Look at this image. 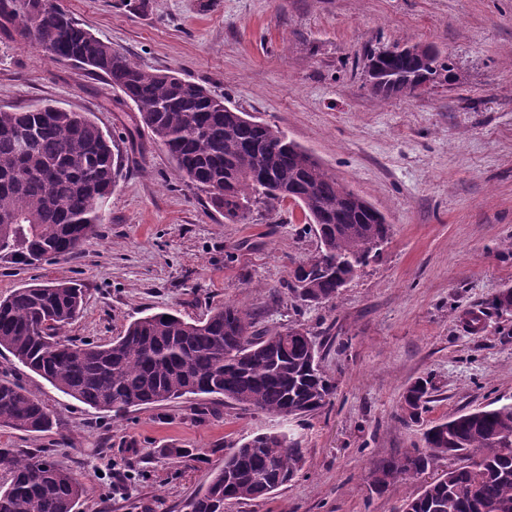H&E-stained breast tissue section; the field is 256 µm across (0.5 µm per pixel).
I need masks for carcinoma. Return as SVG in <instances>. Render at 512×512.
Returning <instances> with one entry per match:
<instances>
[{"mask_svg":"<svg viewBox=\"0 0 512 512\" xmlns=\"http://www.w3.org/2000/svg\"><path fill=\"white\" fill-rule=\"evenodd\" d=\"M46 6L51 46H36L56 62L104 76L138 112L168 152L179 175L232 224H244L259 203L290 199L306 211L319 240L317 253L290 273L288 294L316 307L338 294L376 256L390 225L367 200L330 174L283 130L246 118L202 85L169 71H147L112 44L94 36L56 0L0 3V30L27 34L32 8ZM394 52L370 50L371 91L409 96L429 78L454 81L452 63L432 45L393 42ZM29 133L25 148L16 132ZM122 159L111 135L93 119L53 104L0 109V259L29 265L70 257L97 225L121 176ZM82 289L70 282L32 284L0 299V354L71 398L120 416L130 408L191 396L283 418L319 413L334 385L321 365L315 335L258 331L253 315L234 304L188 322L158 312L131 322L108 344L75 343L61 329L82 308ZM424 378L402 396V411L417 420L432 402ZM0 425L28 433L53 426L36 394L0 381ZM413 448L380 466L388 477L371 490L408 482L446 456L464 462L422 485L402 512H512V402L491 403L451 415ZM305 464L299 441L284 432L256 434L224 455L190 512H226L261 502L291 482ZM10 479L0 488V512H76L84 484L39 452L0 448Z\"/></svg>","mask_w":512,"mask_h":512,"instance_id":"carcinoma-1","label":"carcinoma"}]
</instances>
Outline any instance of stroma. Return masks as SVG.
Returning <instances> with one entry per match:
<instances>
[{
    "mask_svg": "<svg viewBox=\"0 0 512 512\" xmlns=\"http://www.w3.org/2000/svg\"><path fill=\"white\" fill-rule=\"evenodd\" d=\"M94 35L143 68L171 70L229 107L285 130L387 219L376 257L315 308L284 283L319 243L291 203L261 205L231 224L179 177L166 150L134 130L131 104L106 78L43 56L20 34L0 37V109L44 102L83 112L108 131L122 174L97 236L67 259L0 260V297L33 283L84 290L62 330L106 344L146 314L188 321L231 302L257 330L304 324L323 341L335 392L301 421L213 397L133 408L119 418L56 390L0 355V379L34 392L55 425L31 435L0 426V448L50 456L87 487L78 512H185L240 440L294 434L298 476L269 500L232 512H400L449 465L372 492L380 461L421 447L430 422L512 402V312L492 306L512 286V0H60ZM406 40L448 56L456 84L382 99L368 50ZM485 329L471 333L468 313ZM435 391L419 422L401 397L418 377ZM193 457L170 456L171 447Z\"/></svg>",
    "mask_w": 512,
    "mask_h": 512,
    "instance_id": "stroma-1",
    "label": "stroma"
}]
</instances>
